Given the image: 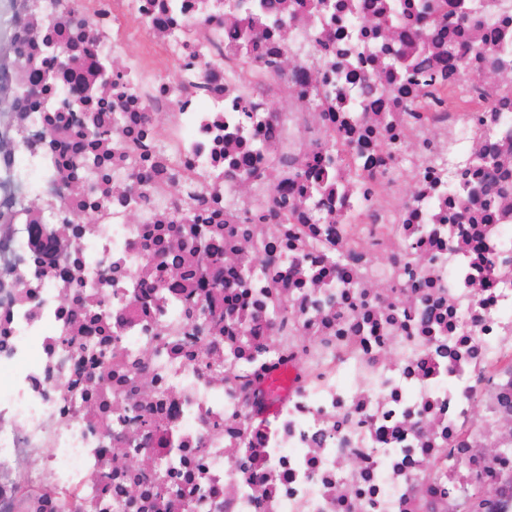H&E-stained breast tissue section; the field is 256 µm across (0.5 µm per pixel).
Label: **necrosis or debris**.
Here are the masks:
<instances>
[{"label": "necrosis or debris", "mask_w": 512, "mask_h": 512, "mask_svg": "<svg viewBox=\"0 0 512 512\" xmlns=\"http://www.w3.org/2000/svg\"><path fill=\"white\" fill-rule=\"evenodd\" d=\"M32 2L0 512H512V0Z\"/></svg>", "instance_id": "4bbe7bcc"}]
</instances>
